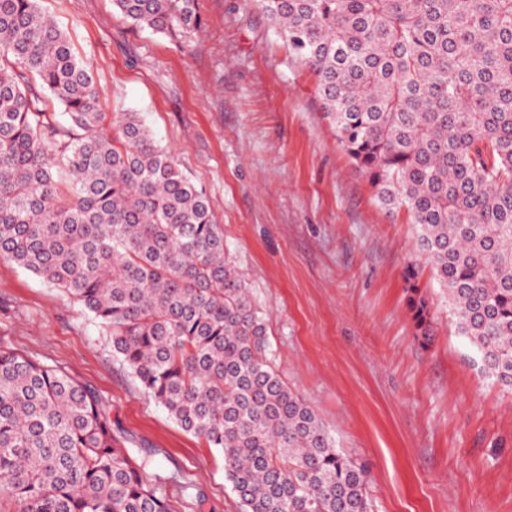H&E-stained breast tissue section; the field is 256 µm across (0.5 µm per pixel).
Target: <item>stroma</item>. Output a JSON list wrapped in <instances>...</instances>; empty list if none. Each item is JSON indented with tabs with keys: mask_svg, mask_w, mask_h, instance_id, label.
<instances>
[{
	"mask_svg": "<svg viewBox=\"0 0 512 512\" xmlns=\"http://www.w3.org/2000/svg\"><path fill=\"white\" fill-rule=\"evenodd\" d=\"M109 115L138 113L224 227L264 316L275 370L369 467L370 512H512V393L480 376L405 210L382 206L336 138L309 67L258 0H200L190 38L134 28L112 0H41ZM428 300L423 340L405 271ZM0 345L107 402L112 427L204 494L178 512H240L216 449L141 390L60 289L0 256Z\"/></svg>",
	"mask_w": 512,
	"mask_h": 512,
	"instance_id": "35a3bbf8",
	"label": "stroma"
}]
</instances>
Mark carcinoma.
I'll return each instance as SVG.
<instances>
[{
	"label": "carcinoma",
	"mask_w": 512,
	"mask_h": 512,
	"mask_svg": "<svg viewBox=\"0 0 512 512\" xmlns=\"http://www.w3.org/2000/svg\"><path fill=\"white\" fill-rule=\"evenodd\" d=\"M112 4L161 34L202 23L199 0ZM260 6L379 203L416 224L479 373L512 390V0ZM103 99L40 0H0V254L81 304L145 394L223 453L241 512H369L367 468L274 369L205 193L138 113L109 126ZM151 464L92 388L0 348V512H175L167 487L193 484Z\"/></svg>",
	"instance_id": "1"
}]
</instances>
